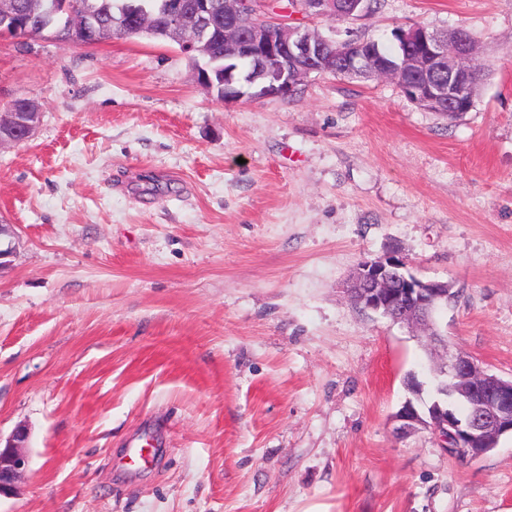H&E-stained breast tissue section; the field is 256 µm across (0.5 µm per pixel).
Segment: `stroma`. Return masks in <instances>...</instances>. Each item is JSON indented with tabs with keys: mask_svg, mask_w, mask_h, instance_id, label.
<instances>
[{
	"mask_svg": "<svg viewBox=\"0 0 512 512\" xmlns=\"http://www.w3.org/2000/svg\"><path fill=\"white\" fill-rule=\"evenodd\" d=\"M289 21L387 49L464 28L476 106L328 75L224 101L173 42L0 36V109L41 110L0 147V436L29 433L0 512H512V437L460 460L397 435L425 341L340 291L398 247L452 282L451 346L512 377V0Z\"/></svg>",
	"mask_w": 512,
	"mask_h": 512,
	"instance_id": "obj_1",
	"label": "stroma"
}]
</instances>
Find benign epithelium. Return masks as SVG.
Listing matches in <instances>:
<instances>
[{
  "mask_svg": "<svg viewBox=\"0 0 512 512\" xmlns=\"http://www.w3.org/2000/svg\"><path fill=\"white\" fill-rule=\"evenodd\" d=\"M261 0H224V100H234L255 88L256 97H286L296 93L301 79L325 72L333 61H343L353 73L368 77H390L400 81L411 102L430 110L441 101L448 108L465 106L462 90L469 84L475 67L470 60L474 47L467 32L456 28L449 33L412 24L403 30L400 62L385 60L368 43L353 37L327 38L300 25L263 19L247 23L260 14ZM288 12L312 18L336 15V0H292ZM71 31L90 40L95 20L78 8ZM152 31L148 17L135 14L121 20L113 36L124 38ZM165 33L189 52L200 50L208 36L205 28H191L180 7L166 10ZM0 35L18 40L29 38L27 27L17 16L0 14ZM439 63L448 64V83L428 79ZM36 103L20 109L11 104L0 113V147L28 140L40 122ZM346 292L364 310L378 313L396 323L429 324L433 312L448 304L452 285L441 280H421L406 272L403 258L389 254L374 261L361 262L346 286ZM430 344L443 348V372L448 376V399L423 404V388L411 391L395 413L397 431L411 434L430 430L441 447L452 457L475 460L496 448L502 437L512 435V379L489 372L475 359L453 351L437 332L427 336ZM28 433L17 427L0 445V496L14 491L22 479L27 458L24 453Z\"/></svg>",
  "mask_w": 512,
  "mask_h": 512,
  "instance_id": "7a95c632",
  "label": "benign epithelium"
}]
</instances>
